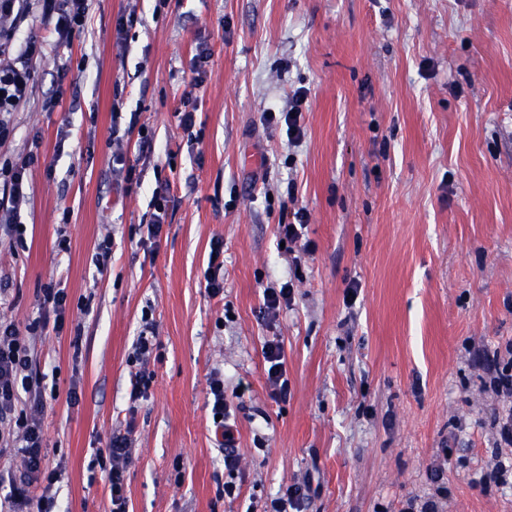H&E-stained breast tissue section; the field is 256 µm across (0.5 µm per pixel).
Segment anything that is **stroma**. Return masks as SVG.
<instances>
[{
	"label": "stroma",
	"mask_w": 512,
	"mask_h": 512,
	"mask_svg": "<svg viewBox=\"0 0 512 512\" xmlns=\"http://www.w3.org/2000/svg\"><path fill=\"white\" fill-rule=\"evenodd\" d=\"M132 8L138 22L119 39ZM202 42L212 58L194 90L191 146L175 112ZM297 89L305 136L293 147L261 116ZM57 94L60 106L42 111ZM116 97L155 147L128 196L105 179ZM11 124L1 158L35 148L54 164L28 173L24 244L0 242V317L26 328L43 284L68 293L70 327L31 348L49 457L66 463L59 512H110L99 450L128 415V512H265L306 479L305 512H408L434 495L440 459L442 512H512L511 474L479 483L498 403L471 357L512 344V0H92L69 46L47 39L34 101ZM165 182L175 200L149 250L137 228ZM285 208L308 212L310 251L281 244ZM107 233L101 272L93 258ZM216 237L220 301L205 288ZM286 280L294 299L265 324L262 290ZM146 314L154 380L133 404L128 359ZM272 338L287 359L279 401L262 353ZM216 370L226 390L249 387L236 497L222 492L207 406Z\"/></svg>",
	"instance_id": "obj_1"
}]
</instances>
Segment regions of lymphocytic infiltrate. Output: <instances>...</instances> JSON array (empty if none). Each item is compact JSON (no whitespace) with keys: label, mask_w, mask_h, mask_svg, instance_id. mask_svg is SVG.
<instances>
[{"label":"lymphocytic infiltrate","mask_w":512,"mask_h":512,"mask_svg":"<svg viewBox=\"0 0 512 512\" xmlns=\"http://www.w3.org/2000/svg\"><path fill=\"white\" fill-rule=\"evenodd\" d=\"M89 0H0V143L10 135L8 118L28 105L34 94L36 67L44 55V38L27 33L31 19H38L45 36L64 45L80 31L88 13ZM37 152L18 161L0 162V226L13 243L23 241L20 211L27 201L26 180L38 164ZM42 312L26 330L0 321V454L8 453L22 461L20 472H0V512H31L36 497L35 483H43L42 500L53 501L52 490L59 476L48 466L43 418L45 401L42 379L32 368L30 343L38 336L62 335L68 311V294L56 282L40 290ZM154 325L144 322L143 332L132 344L129 362L131 400L146 397L153 379L147 365L153 353L151 334ZM208 403L217 421L215 428L224 440L225 495H234L242 474L241 454L236 446L234 426L228 418L234 400L224 390V377L212 374L208 384ZM132 428L113 430L106 453L111 512H127L125 473L132 460Z\"/></svg>","instance_id":"1"}]
</instances>
